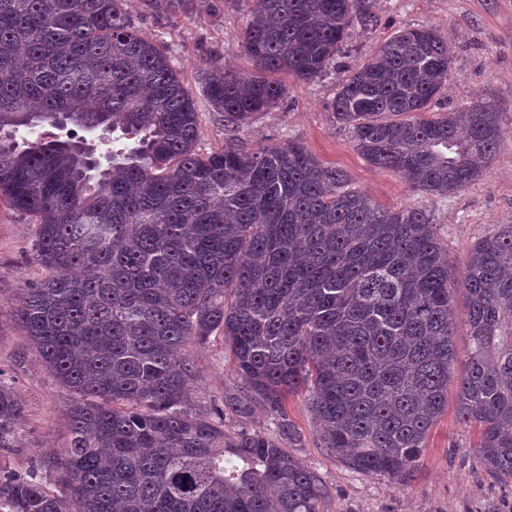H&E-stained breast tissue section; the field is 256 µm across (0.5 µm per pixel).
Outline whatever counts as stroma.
<instances>
[{
    "label": "stroma",
    "mask_w": 512,
    "mask_h": 512,
    "mask_svg": "<svg viewBox=\"0 0 512 512\" xmlns=\"http://www.w3.org/2000/svg\"><path fill=\"white\" fill-rule=\"evenodd\" d=\"M186 0L183 8L151 11L147 0H127L141 32L170 56L184 86L197 102V149L208 154L231 142L247 151L296 139L323 164L343 169L353 188L387 209H426L457 270H464L475 241L499 226L512 224V0H375L372 25L353 21L350 36L320 81L304 83L281 73L283 99L247 126L225 127L206 101L204 72L215 66L249 72L253 64L241 47L244 13L211 0ZM431 27L453 46L447 84L432 101L442 113L482 100L499 114L502 140L484 176L458 194L439 198L412 190L396 173L368 164L353 148L349 130L332 117L330 103L347 70L363 64L395 33ZM35 226L30 217L0 203V375L11 383L23 405L14 446L0 451V469L16 474L37 470L58 489L48 465L66 447V408L71 392L43 370L13 318V297L39 282L44 272L34 259ZM199 377L190 402L206 410L223 405L224 389L239 385L222 337L192 349ZM447 410L432 427L418 467L402 482L359 473L322 448L304 394L287 396L288 417L298 437L286 442L289 455L320 478L323 512H512V479L487 469L475 451L477 428L456 418V383L448 385Z\"/></svg>",
    "instance_id": "obj_1"
}]
</instances>
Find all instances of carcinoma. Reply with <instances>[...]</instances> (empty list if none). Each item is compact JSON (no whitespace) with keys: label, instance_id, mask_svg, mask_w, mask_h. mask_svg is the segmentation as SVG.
I'll list each match as a JSON object with an SVG mask.
<instances>
[{"label":"carcinoma","instance_id":"obj_1","mask_svg":"<svg viewBox=\"0 0 512 512\" xmlns=\"http://www.w3.org/2000/svg\"><path fill=\"white\" fill-rule=\"evenodd\" d=\"M225 2L246 11L255 72L218 69L203 92L233 129L284 97L272 75L320 79L353 18L375 19L374 0ZM450 56L434 29L402 30L331 104L367 163L440 198L479 180L501 140L486 102L430 114ZM91 122L119 132L97 154L77 135ZM1 130L0 200L33 219L44 270L16 321L75 397L64 494L2 472L0 512H321L319 477L281 448L285 396L308 394L328 453L400 482L454 377L477 454L512 478V224L477 241L459 277L425 210L381 209L299 141L197 152L195 101L126 0H0ZM217 334L250 393L196 412L189 348ZM257 405L275 435L224 433L225 413ZM22 414L0 379V450Z\"/></svg>","mask_w":512,"mask_h":512}]
</instances>
